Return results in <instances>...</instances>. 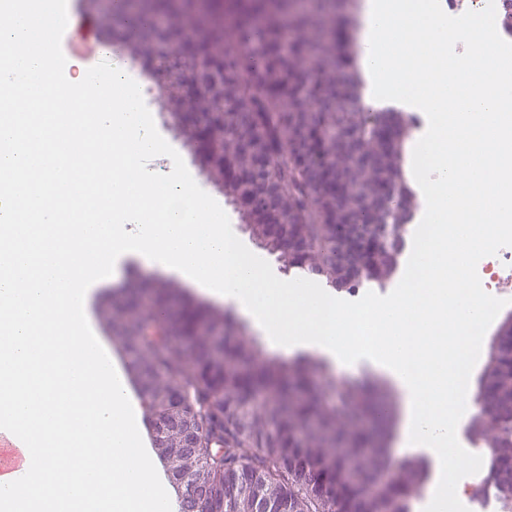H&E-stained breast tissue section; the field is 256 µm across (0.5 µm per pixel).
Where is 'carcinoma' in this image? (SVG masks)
<instances>
[{"instance_id":"1","label":"carcinoma","mask_w":512,"mask_h":512,"mask_svg":"<svg viewBox=\"0 0 512 512\" xmlns=\"http://www.w3.org/2000/svg\"><path fill=\"white\" fill-rule=\"evenodd\" d=\"M350 23L342 0H249L229 20L193 0H123L102 31L163 88L175 137L284 271L349 289L392 271L413 209L407 115L358 94ZM99 314L157 454L178 462L181 512H413L425 496V464L390 453L396 403L380 387L319 357L266 356L231 311L174 282L114 288ZM478 395L493 437L473 494L512 498V330Z\"/></svg>"}]
</instances>
